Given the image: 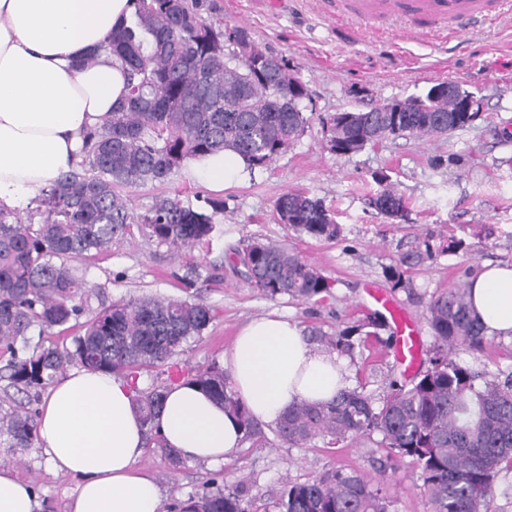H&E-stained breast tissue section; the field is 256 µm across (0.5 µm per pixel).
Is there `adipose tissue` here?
I'll return each instance as SVG.
<instances>
[{
  "instance_id": "adipose-tissue-1",
  "label": "adipose tissue",
  "mask_w": 512,
  "mask_h": 512,
  "mask_svg": "<svg viewBox=\"0 0 512 512\" xmlns=\"http://www.w3.org/2000/svg\"><path fill=\"white\" fill-rule=\"evenodd\" d=\"M132 10L130 0H0V207L24 208L76 169L87 132L111 118L125 82L102 46ZM247 173L232 151L187 168L217 190ZM468 302L487 332L511 336L512 265L483 266ZM224 368L236 398L268 423L297 402H330L350 383L345 358L312 348L297 323L271 315L241 327ZM154 424L187 460L220 465L242 446L237 418L190 382L171 386ZM38 446L54 470L79 479L70 512H165L141 465L135 394L120 376L77 367L61 378L41 405ZM38 510L31 485L0 470V512Z\"/></svg>"
}]
</instances>
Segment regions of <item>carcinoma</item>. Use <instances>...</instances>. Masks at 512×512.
I'll use <instances>...</instances> for the list:
<instances>
[{
	"instance_id": "carcinoma-1",
	"label": "carcinoma",
	"mask_w": 512,
	"mask_h": 512,
	"mask_svg": "<svg viewBox=\"0 0 512 512\" xmlns=\"http://www.w3.org/2000/svg\"><path fill=\"white\" fill-rule=\"evenodd\" d=\"M133 12L112 31L109 48L124 74L127 94L112 118L88 136L79 168L55 179L21 216L0 208V380L22 395L0 409V439L9 448H31L37 438L32 408L59 373L80 365L124 377L146 426L147 446L160 449L169 468L183 459L155 431L165 391L192 381L224 404L244 438L258 435L256 422L236 398L224 367H204L161 378L191 338L212 322L210 306L188 299L141 297L101 306L85 317V298L98 288L77 274L74 263L103 253L140 224L148 239L174 255L211 241L224 199L195 207L179 195L157 196L136 215L134 192L170 181L190 160L226 149L247 169L269 166L309 124L307 85L297 70L270 64L281 54L259 45L242 26L214 23L202 0H130ZM403 111L338 112L326 119L330 151L357 153L400 137L450 135L478 114L441 112L430 90L398 100ZM392 219L407 205L391 183L370 197ZM277 222L319 240L339 227L325 201L304 189L281 194ZM250 284L268 296L307 302L329 292L328 280L285 245L253 240L235 252ZM428 321L435 339L431 369L405 384L392 382L375 398L364 384L341 390L327 404L299 402L276 424L281 440L302 447L321 438L336 445L377 433L389 454L417 469L428 512H494V481L512 472V372L502 380L457 364L448 350L482 347L486 330L471 314L467 288L458 285L431 299ZM73 332L71 343L31 346L29 333ZM320 343L354 358L344 331ZM278 512H391L384 488L354 471L334 469L305 482H287ZM169 512H249L242 492L212 479Z\"/></svg>"
}]
</instances>
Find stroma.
<instances>
[{
	"label": "stroma",
	"mask_w": 512,
	"mask_h": 512,
	"mask_svg": "<svg viewBox=\"0 0 512 512\" xmlns=\"http://www.w3.org/2000/svg\"><path fill=\"white\" fill-rule=\"evenodd\" d=\"M210 2L217 7L216 18L249 28L258 42L295 66L310 93V123L271 166L225 186L220 193L224 213L216 219L212 245L189 251L181 261L134 224L113 242L109 254L79 262V269L100 286L87 300V314H94L101 301L141 296L191 298L209 305L213 321L177 358L187 369L222 361L238 328L270 313L298 323L307 334L357 326L376 313L367 291L377 288L420 327L419 369L427 371L434 348L427 320L430 300L469 281L486 262L512 263V0L493 5L483 22L463 34L433 38L417 36L405 16L380 15L363 22L345 15L348 0ZM442 80L457 82L484 102L481 116L451 137L387 140L349 156L328 149L323 116L417 94ZM452 154L461 157L460 165H449ZM376 172L386 173L406 198L404 220L370 206ZM296 187L330 204L341 229L336 240L318 241L275 220L277 197ZM159 193H176L194 204L211 191L179 171L159 188L134 193V213L145 212ZM254 239L299 252L327 278L329 293L303 303L286 295L269 297L250 285L232 256ZM452 241L459 242L458 250H449ZM412 250H428L432 256L415 266L402 265V255ZM187 260L203 270L218 268V277L186 286ZM392 268L401 270V281L389 277ZM393 333L392 322H385L378 340L357 346L348 364L350 380L365 383L377 396L385 394L390 381L408 380L388 341ZM450 357L494 377L512 371V338L490 334L482 349L458 348ZM261 430L260 442L245 441L219 467L187 461L173 472L151 448L142 465L169 503L214 478L229 487L243 484L255 512H277L285 482H304L342 468L382 482L392 512L426 510L417 472L408 461L399 462L395 474L382 475L386 451L375 439L361 437L338 447L317 439L297 448L281 441L274 426L265 424ZM2 467L31 484L40 512H68L76 480L52 470L40 448L0 445Z\"/></svg>",
	"instance_id": "1"
}]
</instances>
